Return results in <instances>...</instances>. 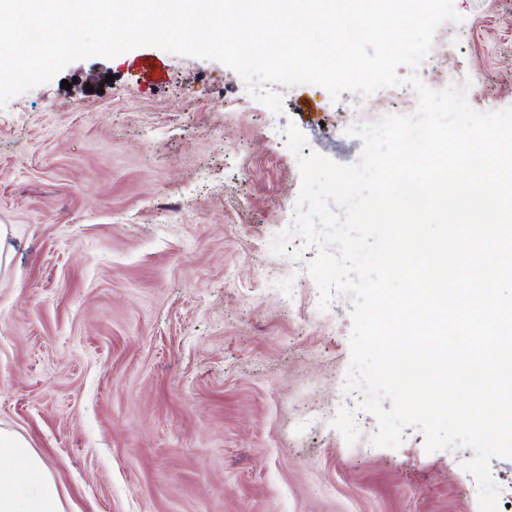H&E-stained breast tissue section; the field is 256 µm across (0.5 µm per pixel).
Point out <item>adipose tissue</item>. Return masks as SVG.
<instances>
[{"instance_id":"obj_1","label":"adipose tissue","mask_w":512,"mask_h":512,"mask_svg":"<svg viewBox=\"0 0 512 512\" xmlns=\"http://www.w3.org/2000/svg\"><path fill=\"white\" fill-rule=\"evenodd\" d=\"M0 512H64L43 457L18 434L0 429Z\"/></svg>"}]
</instances>
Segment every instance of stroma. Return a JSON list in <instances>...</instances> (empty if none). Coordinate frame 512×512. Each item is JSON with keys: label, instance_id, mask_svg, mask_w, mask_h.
Returning a JSON list of instances; mask_svg holds the SVG:
<instances>
[{"label": "stroma", "instance_id": "1", "mask_svg": "<svg viewBox=\"0 0 512 512\" xmlns=\"http://www.w3.org/2000/svg\"><path fill=\"white\" fill-rule=\"evenodd\" d=\"M420 68L512 107V0H453ZM70 88H62V81ZM274 115L222 63L154 46L69 63L0 108V428L25 437L64 512H478L462 461L405 428L347 445L352 302L319 306L276 256L301 187L284 129L347 165L352 124L408 114L410 87L281 88Z\"/></svg>", "mask_w": 512, "mask_h": 512}]
</instances>
